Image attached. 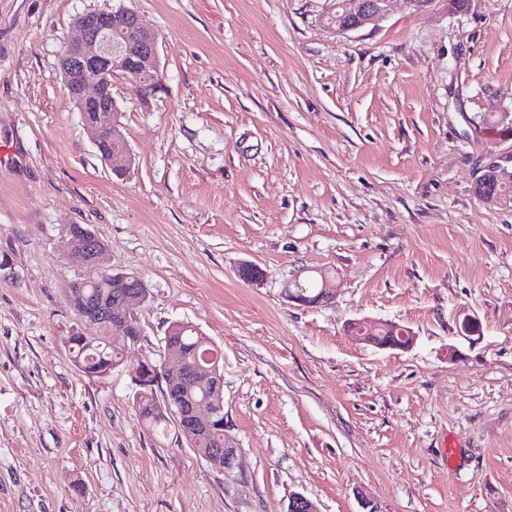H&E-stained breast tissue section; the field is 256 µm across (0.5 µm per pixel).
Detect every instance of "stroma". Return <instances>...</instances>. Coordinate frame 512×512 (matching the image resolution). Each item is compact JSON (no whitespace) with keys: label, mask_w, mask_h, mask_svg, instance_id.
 <instances>
[{"label":"stroma","mask_w":512,"mask_h":512,"mask_svg":"<svg viewBox=\"0 0 512 512\" xmlns=\"http://www.w3.org/2000/svg\"><path fill=\"white\" fill-rule=\"evenodd\" d=\"M118 3L164 81L145 103L112 79L124 177L60 76L75 18ZM331 5L0 0V512H512V207L475 193L512 154V0H389L344 34ZM72 224L149 290L95 379L65 344L100 333L65 298ZM319 271L329 303L285 297ZM361 318L412 348L357 342ZM175 322L223 355L231 474L138 419L134 370ZM381 323H388L384 321H372L368 319H357L348 323L347 331L351 336H354L359 342L366 345L373 346L378 349H397L408 350L414 344V335L407 327L400 326L395 323H390V328L394 333L400 332L399 339H385L383 336H391L389 330L379 329ZM377 330V331H376ZM376 334V336H375Z\"/></svg>","instance_id":"1"}]
</instances>
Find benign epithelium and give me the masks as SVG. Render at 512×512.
Returning a JSON list of instances; mask_svg holds the SVG:
<instances>
[{
  "instance_id": "benign-epithelium-1",
  "label": "benign epithelium",
  "mask_w": 512,
  "mask_h": 512,
  "mask_svg": "<svg viewBox=\"0 0 512 512\" xmlns=\"http://www.w3.org/2000/svg\"><path fill=\"white\" fill-rule=\"evenodd\" d=\"M388 0H336V26L338 32H348L373 23L384 15ZM75 25L81 38L67 46L60 61V71L70 101L83 117L84 125L94 140L100 139L103 128L112 130L116 144L101 154L112 172L125 175L134 164L128 141L122 131L121 110L112 98V77L125 75L134 84L137 95L147 102L164 89L158 64L159 34L145 27L133 9L122 4L104 10L79 15ZM94 116L88 117L86 113ZM83 240L72 250V255L82 266H99L104 243L88 228H81ZM335 290L325 282L321 293L310 298L305 292L288 293V297L306 306L325 303L333 298ZM381 322L357 319L347 325V331L359 342L378 349L407 350L414 344V335L407 327L390 324L399 338L382 339L376 335ZM223 404L205 401L193 409V417L186 420L179 413L173 414L178 432L190 435L202 426L210 425ZM210 462L228 474L238 468L237 448L229 442L215 451ZM286 512H318L317 505L300 493L288 501Z\"/></svg>"
}]
</instances>
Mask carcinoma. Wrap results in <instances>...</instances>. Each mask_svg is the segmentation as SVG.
I'll return each mask as SVG.
<instances>
[{"label": "carcinoma", "instance_id": "cac0c4a2", "mask_svg": "<svg viewBox=\"0 0 512 512\" xmlns=\"http://www.w3.org/2000/svg\"><path fill=\"white\" fill-rule=\"evenodd\" d=\"M500 178L497 193L503 198L512 199V155L500 158ZM142 288L141 277L129 273L125 277L100 271L93 266L85 268L83 277L73 281L67 290L69 306L80 312L87 303H93L105 310L118 299L136 294ZM101 335L84 341L78 336L69 338V352L80 370L91 378H96L107 366L122 362L129 336L140 335L136 318L131 325L122 327L117 317L101 319ZM164 341L181 345L183 365L175 373H169L160 380L162 398H157L155 388L138 387L136 391L137 416L142 425L151 431L166 430L171 423L170 410L180 408L190 412L194 406L211 395V387L196 377L200 366L211 363L221 364L222 357L215 344L196 327L185 322L169 326ZM199 456L205 458L215 448L224 447V426L214 425L208 431L200 432L188 441Z\"/></svg>", "mask_w": 512, "mask_h": 512}]
</instances>
